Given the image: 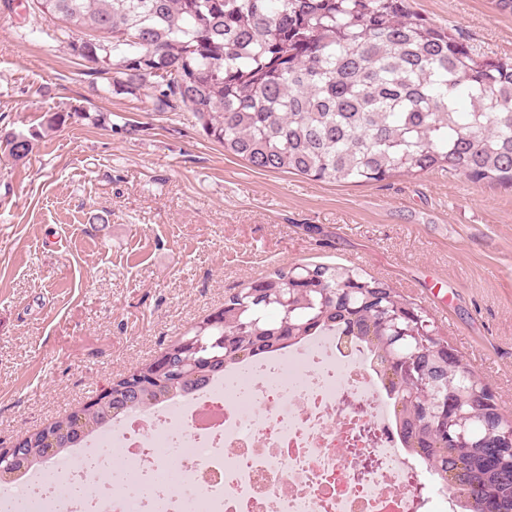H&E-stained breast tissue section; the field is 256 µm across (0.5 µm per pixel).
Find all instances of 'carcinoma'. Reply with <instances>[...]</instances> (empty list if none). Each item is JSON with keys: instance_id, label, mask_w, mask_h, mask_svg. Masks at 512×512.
I'll list each match as a JSON object with an SVG mask.
<instances>
[{"instance_id": "1", "label": "carcinoma", "mask_w": 512, "mask_h": 512, "mask_svg": "<svg viewBox=\"0 0 512 512\" xmlns=\"http://www.w3.org/2000/svg\"><path fill=\"white\" fill-rule=\"evenodd\" d=\"M54 38L112 69V86L131 95L155 85L180 103L224 152L265 172L331 184L369 185L436 169L474 184L512 188V61L478 53L448 29L413 14L407 0H33ZM77 33L100 37L74 40ZM11 153L30 141L12 134ZM291 290L290 320L277 301ZM429 321L421 308L363 271L331 264L280 268L224 299V309L188 336H236V358L210 346L179 373L134 368L97 399L28 436L12 474L63 455L129 410L201 389L236 363L261 359L312 336L334 333L363 345L389 399L403 447L433 474L466 464L456 488L465 512L483 500L512 512V467L480 466L507 418L480 406L467 443L427 423L432 401L403 404L415 387L396 359L410 356L455 403L477 377L460 357L446 361L415 345L391 346L384 313Z\"/></svg>"}]
</instances>
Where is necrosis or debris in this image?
<instances>
[{
	"mask_svg": "<svg viewBox=\"0 0 512 512\" xmlns=\"http://www.w3.org/2000/svg\"><path fill=\"white\" fill-rule=\"evenodd\" d=\"M358 346L326 334L133 411L44 471L0 487V512H446L416 499Z\"/></svg>",
	"mask_w": 512,
	"mask_h": 512,
	"instance_id": "obj_1",
	"label": "necrosis or debris"
}]
</instances>
